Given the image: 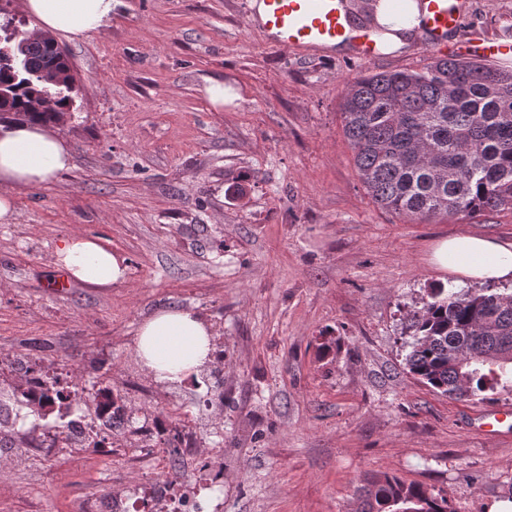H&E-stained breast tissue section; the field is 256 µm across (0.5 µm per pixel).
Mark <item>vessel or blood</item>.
<instances>
[{
    "label": "vessel or blood",
    "mask_w": 512,
    "mask_h": 512,
    "mask_svg": "<svg viewBox=\"0 0 512 512\" xmlns=\"http://www.w3.org/2000/svg\"><path fill=\"white\" fill-rule=\"evenodd\" d=\"M262 10H249L245 22L273 48H343L360 62L378 60L382 52L372 28L356 25L339 0H261ZM423 24L417 30L419 45L440 53L495 63L512 56V42L494 37L455 41L462 13L446 0H422Z\"/></svg>",
    "instance_id": "obj_1"
}]
</instances>
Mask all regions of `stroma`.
<instances>
[{
    "label": "stroma",
    "mask_w": 512,
    "mask_h": 512,
    "mask_svg": "<svg viewBox=\"0 0 512 512\" xmlns=\"http://www.w3.org/2000/svg\"><path fill=\"white\" fill-rule=\"evenodd\" d=\"M252 0H118L105 33L60 39L77 76L56 131L73 167L16 193L0 223V383L39 358L98 382L173 437L177 512H356L384 474L444 491L452 512L512 499V432L487 436L489 404L417 381L402 348L410 311L456 278L430 261L443 238L512 240V211L411 221L363 186L340 113L359 74L422 70L411 44L363 63L338 49L284 53L244 17ZM512 37V0H465L458 39ZM223 82L233 102L214 106ZM246 186L243 200L229 184ZM97 238L128 260L126 283L52 286L61 239ZM191 307L219 357L201 375L157 382L134 352L157 310ZM128 456L0 447V512H74L105 492L157 512L133 490Z\"/></svg>",
    "instance_id": "stroma-1"
}]
</instances>
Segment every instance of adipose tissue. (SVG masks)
I'll return each instance as SVG.
<instances>
[{"label":"adipose tissue","instance_id":"1","mask_svg":"<svg viewBox=\"0 0 512 512\" xmlns=\"http://www.w3.org/2000/svg\"><path fill=\"white\" fill-rule=\"evenodd\" d=\"M115 0H25L24 10L38 31L74 38L101 33L112 18ZM72 165L65 141L52 128L18 122L0 125V222L13 218L18 189L43 185ZM440 269L458 276L493 282L512 281V242L462 236L440 242L433 253ZM54 263L71 280L92 288L124 282L127 264L103 243L72 236L62 240ZM209 325L195 309L157 310L140 325L135 355L155 380L180 383L215 359Z\"/></svg>","mask_w":512,"mask_h":512}]
</instances>
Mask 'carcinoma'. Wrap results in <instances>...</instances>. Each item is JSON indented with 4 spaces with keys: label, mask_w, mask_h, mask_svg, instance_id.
Masks as SVG:
<instances>
[{
    "label": "carcinoma",
    "mask_w": 512,
    "mask_h": 512,
    "mask_svg": "<svg viewBox=\"0 0 512 512\" xmlns=\"http://www.w3.org/2000/svg\"><path fill=\"white\" fill-rule=\"evenodd\" d=\"M382 0H365L362 10L378 36H405L377 22ZM0 31V85L9 98L0 124L17 119L58 121L57 111H28L36 93L50 94L59 109L71 97L40 80L58 67L50 44L17 39L13 19ZM18 56L28 70L8 63ZM343 130L361 181L381 208L412 220L474 218L512 210V71L458 58L438 59L422 71L358 75L341 95ZM405 364L418 381L452 399L489 398L512 384V293L431 288L421 308L407 317ZM25 389L17 402L44 426L59 431L71 403L35 401ZM363 512H450L448 497L420 484L384 475L365 490Z\"/></svg>",
    "instance_id": "obj_1"
}]
</instances>
